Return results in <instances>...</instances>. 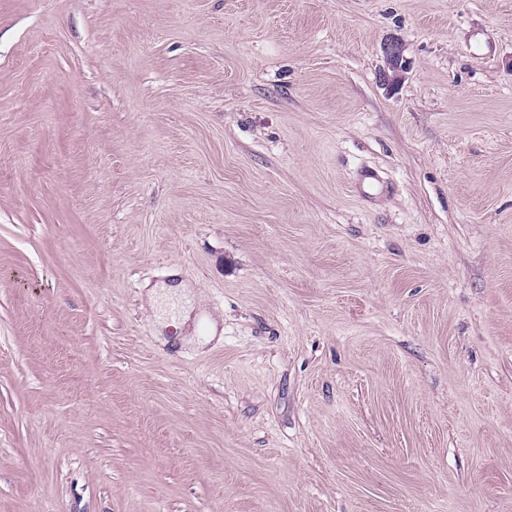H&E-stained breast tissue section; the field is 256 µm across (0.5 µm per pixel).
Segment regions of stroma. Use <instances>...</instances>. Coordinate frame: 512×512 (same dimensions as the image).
I'll use <instances>...</instances> for the list:
<instances>
[{"instance_id":"35a3bbf8","label":"stroma","mask_w":512,"mask_h":512,"mask_svg":"<svg viewBox=\"0 0 512 512\" xmlns=\"http://www.w3.org/2000/svg\"><path fill=\"white\" fill-rule=\"evenodd\" d=\"M0 512H512V0H0ZM383 53L388 71L383 70L380 74L382 86L392 88L402 80L403 73L407 69L401 43L390 40L383 44Z\"/></svg>"}]
</instances>
